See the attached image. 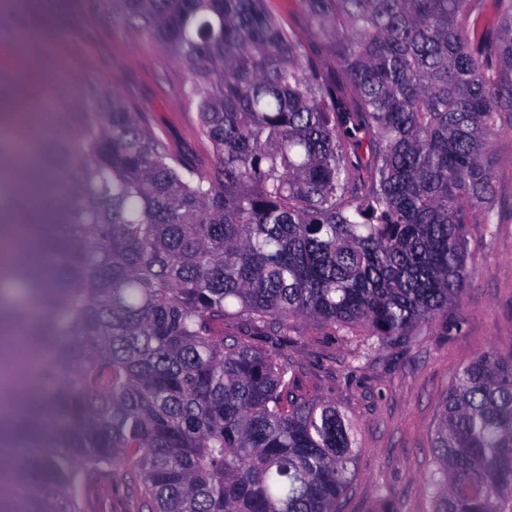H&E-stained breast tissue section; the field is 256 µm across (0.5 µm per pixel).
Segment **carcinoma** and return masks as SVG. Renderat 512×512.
<instances>
[{
    "mask_svg": "<svg viewBox=\"0 0 512 512\" xmlns=\"http://www.w3.org/2000/svg\"><path fill=\"white\" fill-rule=\"evenodd\" d=\"M166 48L213 152L172 150L116 90L21 88L75 125L38 201L57 215L0 312L42 343L26 423L0 425V512H84L122 475L147 512H339L352 422L224 322L298 318L411 342L461 301L472 233L496 230V144L512 117V0H305L330 61L266 0H76ZM79 366L76 377L59 373ZM433 512H512V352L459 368L435 429Z\"/></svg>",
    "mask_w": 512,
    "mask_h": 512,
    "instance_id": "1",
    "label": "carcinoma"
}]
</instances>
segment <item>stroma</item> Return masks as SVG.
Wrapping results in <instances>:
<instances>
[{
    "label": "stroma",
    "instance_id": "35a3bbf8",
    "mask_svg": "<svg viewBox=\"0 0 512 512\" xmlns=\"http://www.w3.org/2000/svg\"><path fill=\"white\" fill-rule=\"evenodd\" d=\"M269 9L302 40L313 37L303 0H267ZM17 34L0 47V95L32 77L52 85L67 74L72 93L90 82L115 87L144 112L152 131L187 157L211 161L197 135V113L182 94L188 73L149 36L132 32L105 11L49 14L40 24L22 0L7 7ZM49 61L42 74L29 62ZM495 236L474 230L472 280L461 304L450 307L426 335L376 351L354 366L358 337L308 319L294 321L288 335L258 328L250 344L278 351L296 368V382L309 396L332 402L351 418L361 448L356 477L341 512H432L426 490L435 455L434 426L454 373L480 353L512 351V132L497 144ZM85 512H137L128 486L103 478L84 498Z\"/></svg>",
    "mask_w": 512,
    "mask_h": 512
}]
</instances>
